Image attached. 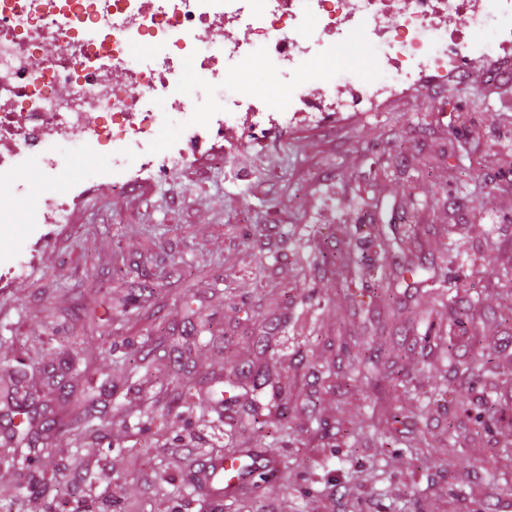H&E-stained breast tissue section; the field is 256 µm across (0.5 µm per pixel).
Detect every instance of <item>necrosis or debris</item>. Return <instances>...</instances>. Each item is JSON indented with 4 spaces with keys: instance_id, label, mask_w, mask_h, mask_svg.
Returning <instances> with one entry per match:
<instances>
[{
    "instance_id": "4bbe7bcc",
    "label": "necrosis or debris",
    "mask_w": 512,
    "mask_h": 512,
    "mask_svg": "<svg viewBox=\"0 0 512 512\" xmlns=\"http://www.w3.org/2000/svg\"><path fill=\"white\" fill-rule=\"evenodd\" d=\"M440 16L460 24L442 28ZM216 21L246 22L248 35L211 41L205 31ZM353 29L372 43L375 74L327 68L315 94H305L300 72L329 59ZM50 42L57 54L34 69ZM144 42L158 67L133 63L132 50ZM258 46L271 71H287L288 84L276 92L280 105L251 106L253 124L285 123L298 112L317 119L420 88L428 77H471L474 62L512 47V0H0V140L20 143L16 152L0 153V178L14 176L31 153L40 155L44 171L55 170L57 155L43 148L49 133L111 152L116 167L133 153L144 154L149 166L184 162L181 146L154 148L170 117L153 109V95L169 97L188 140L236 123L241 102L222 96L210 111L187 109L192 88L174 60L230 72L251 65ZM106 66L121 71L123 82L103 79Z\"/></svg>"
}]
</instances>
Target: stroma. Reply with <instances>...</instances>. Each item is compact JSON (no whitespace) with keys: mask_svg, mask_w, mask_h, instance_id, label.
Segmentation results:
<instances>
[{"mask_svg":"<svg viewBox=\"0 0 512 512\" xmlns=\"http://www.w3.org/2000/svg\"><path fill=\"white\" fill-rule=\"evenodd\" d=\"M253 60L254 82L178 69L208 98L255 103L280 79ZM326 65L372 74L367 34ZM477 71L319 122L244 119L163 171L136 155L113 170L78 140L55 173L30 156L28 196L0 211V389L22 375L58 415L85 394L97 410L28 469L0 458V512H512V266L494 260L512 192L490 186L512 177V49ZM63 180L70 223H35ZM62 346L87 372L70 396L48 381ZM359 350L379 362L356 384ZM484 354L483 382L453 375ZM277 382L288 428L257 429L249 404ZM452 443L466 465L449 467ZM243 449L267 465L256 495L216 499L203 464Z\"/></svg>","mask_w":512,"mask_h":512,"instance_id":"1","label":"stroma"}]
</instances>
